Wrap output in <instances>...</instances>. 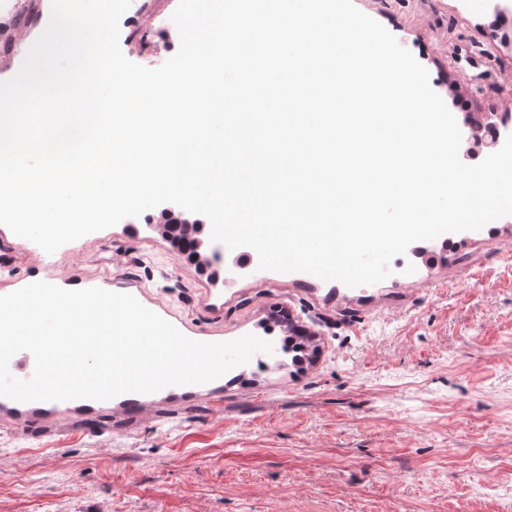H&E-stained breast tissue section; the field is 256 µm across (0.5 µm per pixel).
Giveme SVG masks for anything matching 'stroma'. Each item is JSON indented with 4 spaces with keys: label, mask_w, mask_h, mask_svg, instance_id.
Returning a JSON list of instances; mask_svg holds the SVG:
<instances>
[{
    "label": "stroma",
    "mask_w": 512,
    "mask_h": 512,
    "mask_svg": "<svg viewBox=\"0 0 512 512\" xmlns=\"http://www.w3.org/2000/svg\"><path fill=\"white\" fill-rule=\"evenodd\" d=\"M410 50L455 118L512 116V12L483 0H354ZM357 287L253 268L214 283L152 225L55 253L0 225V292L33 281L133 295L186 337L280 344L203 388L111 412L0 417V512H512V215L446 233ZM309 341L310 336L288 320V353H294L292 362L302 361L305 358L309 361L310 354L306 353Z\"/></svg>",
    "instance_id": "1"
}]
</instances>
